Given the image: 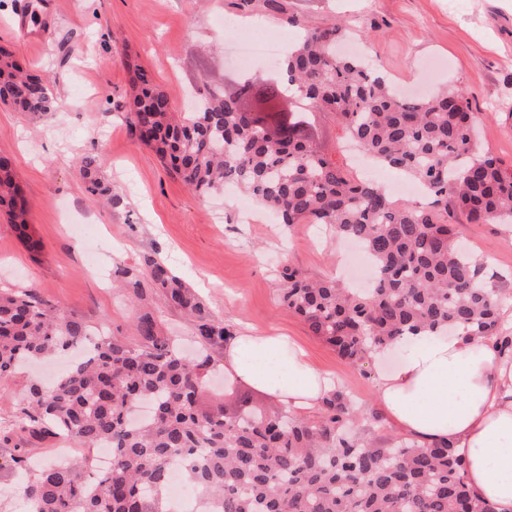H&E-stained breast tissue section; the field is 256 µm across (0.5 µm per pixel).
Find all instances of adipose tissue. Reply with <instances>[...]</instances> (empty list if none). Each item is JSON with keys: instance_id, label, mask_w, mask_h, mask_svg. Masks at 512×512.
<instances>
[{"instance_id": "1", "label": "adipose tissue", "mask_w": 512, "mask_h": 512, "mask_svg": "<svg viewBox=\"0 0 512 512\" xmlns=\"http://www.w3.org/2000/svg\"><path fill=\"white\" fill-rule=\"evenodd\" d=\"M387 355L376 349L366 358L386 420L420 443H452L477 501L512 512V355L461 330L407 350L394 367ZM224 371L292 412L316 410L334 384L294 338L277 332L235 336L224 346Z\"/></svg>"}]
</instances>
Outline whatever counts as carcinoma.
<instances>
[{"mask_svg":"<svg viewBox=\"0 0 512 512\" xmlns=\"http://www.w3.org/2000/svg\"><path fill=\"white\" fill-rule=\"evenodd\" d=\"M285 13L282 0H240ZM345 25L303 27L266 81L242 79L232 93L206 76L191 112L173 110L139 65L128 68L131 134L151 148L192 194L230 185L280 222L330 224L358 241L373 271L359 292L334 278L282 271L280 303L312 333L354 363L408 336L463 328L512 349L501 323L504 288L487 262L460 244L462 224L512 228V165L476 155L479 113L461 89L406 99L369 56L339 54ZM0 103L34 123L55 117L49 81L24 69L0 45ZM332 112L345 137L375 164L417 181L430 201L392 199L377 183L323 152L310 110ZM101 153L79 161L85 191L116 204L101 176ZM0 212L33 252L27 201L10 157L0 155ZM121 287L143 300L157 288L185 314L195 356L162 334L149 312L135 339L103 336L32 290L0 291V380L24 363L89 345L51 385L31 384L17 426L38 439L67 436L84 448H112L109 471L86 461L25 471L29 512H170L173 471L192 487L197 512H470L480 508L463 457L448 441L422 445L396 438L363 442L348 433L358 420L350 395L334 390L318 415L244 409L227 416L206 396L214 350L235 336L175 274L151 255L121 271Z\"/></svg>","mask_w":512,"mask_h":512,"instance_id":"carcinoma-1","label":"carcinoma"}]
</instances>
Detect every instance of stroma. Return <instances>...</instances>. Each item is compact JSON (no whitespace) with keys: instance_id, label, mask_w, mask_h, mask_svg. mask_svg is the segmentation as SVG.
I'll return each instance as SVG.
<instances>
[{"instance_id":"1","label":"stroma","mask_w":512,"mask_h":512,"mask_svg":"<svg viewBox=\"0 0 512 512\" xmlns=\"http://www.w3.org/2000/svg\"><path fill=\"white\" fill-rule=\"evenodd\" d=\"M288 12L310 26L345 23L395 84L413 92L445 84L463 89L481 114L480 147L512 163V0H287ZM257 29L291 43L297 30L278 16L241 15L231 0H0V44L49 76L59 112L40 128L0 105V154L12 158L29 208L31 252L0 216V289H31L92 330L131 338L132 323L150 310L162 332L191 341L183 314L150 289L130 304L101 273L134 267L150 254L168 264L236 331L280 330L305 348L311 362L342 380L362 416L360 438L385 442L397 433L379 420L374 382L365 363L341 358L277 300L282 265L315 278L338 276L348 259L344 240L326 224L284 227L248 198L194 197L154 153L130 133L125 103L128 67L140 65L183 108L204 75L234 88L238 72L224 42L227 26ZM101 149L103 174L121 199L102 207L87 195L78 161ZM469 247L503 278V306L512 325V236L497 224H465ZM49 361L0 383V430L17 422L32 381L49 383L63 369ZM212 397L235 412L242 400L269 414L282 403L238 380ZM49 464L61 448L75 458L86 449L36 440L14 431L0 443V512H21L14 447Z\"/></svg>"}]
</instances>
